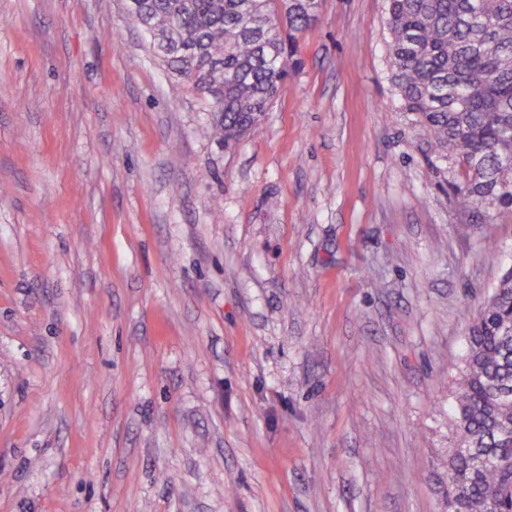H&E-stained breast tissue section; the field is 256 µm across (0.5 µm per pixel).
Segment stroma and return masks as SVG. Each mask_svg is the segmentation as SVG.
<instances>
[{
    "label": "stroma",
    "instance_id": "1",
    "mask_svg": "<svg viewBox=\"0 0 512 512\" xmlns=\"http://www.w3.org/2000/svg\"><path fill=\"white\" fill-rule=\"evenodd\" d=\"M385 0H322L232 148L126 0H0V512H443L512 209L403 112Z\"/></svg>",
    "mask_w": 512,
    "mask_h": 512
}]
</instances>
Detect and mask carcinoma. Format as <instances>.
Returning a JSON list of instances; mask_svg holds the SVG:
<instances>
[{
    "label": "carcinoma",
    "instance_id": "obj_1",
    "mask_svg": "<svg viewBox=\"0 0 512 512\" xmlns=\"http://www.w3.org/2000/svg\"><path fill=\"white\" fill-rule=\"evenodd\" d=\"M142 0L132 22L166 41L163 63L224 113L231 147L242 113L265 112L302 67L298 36L321 0ZM393 84L433 153L464 171L462 206L512 208V0H387ZM448 407L446 512H512V267L464 338Z\"/></svg>",
    "mask_w": 512,
    "mask_h": 512
}]
</instances>
